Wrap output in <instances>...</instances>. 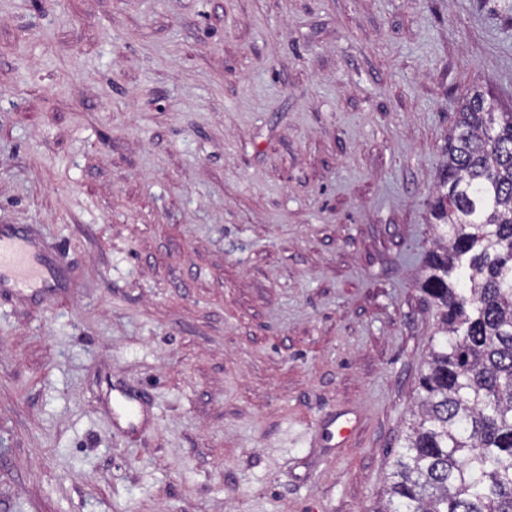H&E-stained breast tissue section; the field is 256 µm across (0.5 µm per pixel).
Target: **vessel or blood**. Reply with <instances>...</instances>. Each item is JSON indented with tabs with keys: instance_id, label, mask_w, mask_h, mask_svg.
<instances>
[{
	"instance_id": "obj_1",
	"label": "vessel or blood",
	"mask_w": 512,
	"mask_h": 512,
	"mask_svg": "<svg viewBox=\"0 0 512 512\" xmlns=\"http://www.w3.org/2000/svg\"><path fill=\"white\" fill-rule=\"evenodd\" d=\"M59 271L43 245L17 226L0 225V288L34 295L57 280ZM141 401L138 395L121 391L113 402L112 417L124 420L128 428L140 426Z\"/></svg>"
}]
</instances>
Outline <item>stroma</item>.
<instances>
[{"instance_id": "stroma-1", "label": "stroma", "mask_w": 512, "mask_h": 512, "mask_svg": "<svg viewBox=\"0 0 512 512\" xmlns=\"http://www.w3.org/2000/svg\"><path fill=\"white\" fill-rule=\"evenodd\" d=\"M505 6L0 0V225L62 276L0 291V512H371L458 99L512 108ZM120 393V397L113 402L112 417L114 422L118 424L119 419H123L127 428L135 429L141 425L140 406L141 401L138 395L121 389H114Z\"/></svg>"}]
</instances>
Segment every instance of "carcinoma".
<instances>
[{
	"label": "carcinoma",
	"mask_w": 512,
	"mask_h": 512,
	"mask_svg": "<svg viewBox=\"0 0 512 512\" xmlns=\"http://www.w3.org/2000/svg\"><path fill=\"white\" fill-rule=\"evenodd\" d=\"M462 98L421 289L436 329L375 512H512V110Z\"/></svg>",
	"instance_id": "obj_1"
}]
</instances>
